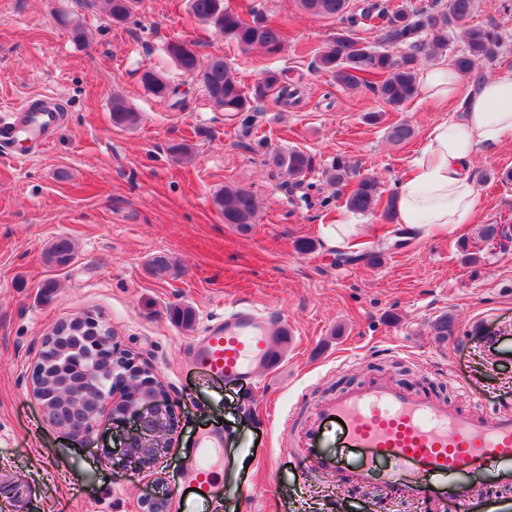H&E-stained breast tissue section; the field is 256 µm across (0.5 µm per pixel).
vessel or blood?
Returning a JSON list of instances; mask_svg holds the SVG:
<instances>
[{
  "instance_id": "b4317fda",
  "label": "vessel or blood",
  "mask_w": 512,
  "mask_h": 512,
  "mask_svg": "<svg viewBox=\"0 0 512 512\" xmlns=\"http://www.w3.org/2000/svg\"><path fill=\"white\" fill-rule=\"evenodd\" d=\"M277 338L256 308L241 304L191 345L188 355L211 376L255 384L275 351ZM342 421L338 450L326 446L325 425ZM221 446L202 434L187 464L196 495H220L210 463ZM303 475L336 474L350 487L370 483L379 464L387 496L429 500L434 512H474L476 484L512 487V413L488 419L447 403L377 382L325 401L303 440Z\"/></svg>"
}]
</instances>
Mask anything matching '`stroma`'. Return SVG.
Wrapping results in <instances>:
<instances>
[{
  "instance_id": "35a3bbf8",
  "label": "stroma",
  "mask_w": 512,
  "mask_h": 512,
  "mask_svg": "<svg viewBox=\"0 0 512 512\" xmlns=\"http://www.w3.org/2000/svg\"><path fill=\"white\" fill-rule=\"evenodd\" d=\"M254 2L287 21L278 56L227 45L189 18L185 0H138L121 25L84 0H0V116L46 94L62 105L49 146L21 136L0 145V512H143L161 489L168 512H432L423 498L381 500L372 486L301 477V433L336 394V380L442 391L465 412L512 411V354L492 371L481 354L482 336L512 328V245L479 239L481 225L512 222V180L501 177L512 170V139L475 153L480 204L471 223L397 242V223L350 216L324 171L340 156L376 176L385 194L397 192L449 107L417 97L396 110L370 88L342 89L311 68L338 21L297 0ZM61 12L83 22L84 40L56 23ZM473 20L495 24L504 41L478 75L512 69V0H477ZM181 39L201 59L224 57L248 83L287 70L299 104L285 112L262 104L256 133H242L167 57V42ZM146 67L179 87L182 107L144 89ZM116 92L139 112L136 126H113ZM369 112L379 123L364 121ZM400 122L415 136L396 145L388 132ZM179 143L190 160L171 153ZM292 148L312 159L298 185L272 163ZM227 186L256 198L248 231L225 223L212 202ZM350 218L364 226L360 250L379 262H337L326 231ZM60 238L75 249L63 266L46 259ZM158 253L174 262L161 275L149 269ZM241 302L285 332L281 358L258 387L212 380L186 354ZM178 308L192 310L191 326L174 317ZM87 312L150 366L174 405L172 445L154 461L128 463V428L106 414L90 435H67L32 393L44 336ZM444 314L454 326L441 340L431 324ZM460 376L470 391L458 389ZM204 431L222 443L213 468L224 495L209 504L189 493L185 467Z\"/></svg>"
}]
</instances>
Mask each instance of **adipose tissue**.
<instances>
[{
    "mask_svg": "<svg viewBox=\"0 0 512 512\" xmlns=\"http://www.w3.org/2000/svg\"><path fill=\"white\" fill-rule=\"evenodd\" d=\"M419 87L425 100L452 105L451 118L428 131L395 199L398 222L423 236L473 218L475 150L512 138V70L469 83L453 66L434 65L421 71Z\"/></svg>",
    "mask_w": 512,
    "mask_h": 512,
    "instance_id": "1",
    "label": "adipose tissue"
}]
</instances>
